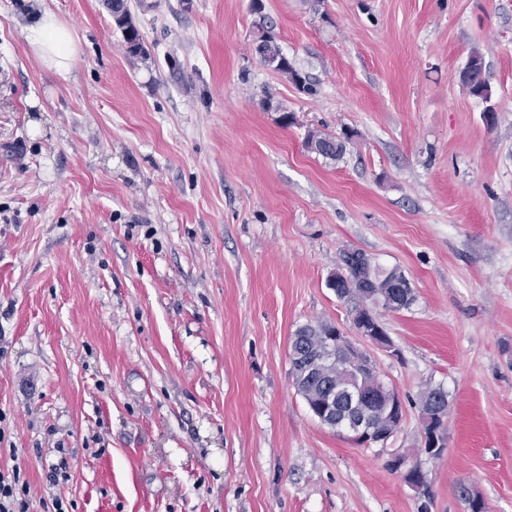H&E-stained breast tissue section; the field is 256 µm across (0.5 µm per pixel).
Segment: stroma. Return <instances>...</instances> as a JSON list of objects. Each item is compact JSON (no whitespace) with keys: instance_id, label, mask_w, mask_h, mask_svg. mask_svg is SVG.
<instances>
[{"instance_id":"1","label":"stroma","mask_w":512,"mask_h":512,"mask_svg":"<svg viewBox=\"0 0 512 512\" xmlns=\"http://www.w3.org/2000/svg\"><path fill=\"white\" fill-rule=\"evenodd\" d=\"M129 4L145 59L104 0H0V471L30 512L63 461L73 512H418L388 461L436 384L431 512H467L463 485L512 512V0ZM45 11L67 71L30 45ZM346 129L339 159L304 146ZM351 249L416 296L379 314L406 410L383 447L321 425L288 357L302 325L353 335L327 285ZM33 47L38 57L57 71L67 70L76 52L70 30L50 11L40 19ZM254 50L265 66L289 78L298 89L304 92L312 91L311 84L306 76H302L297 71L271 36L260 37V42L255 44Z\"/></svg>"}]
</instances>
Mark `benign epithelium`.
<instances>
[{"label":"benign epithelium","instance_id":"7a95c632","mask_svg":"<svg viewBox=\"0 0 512 512\" xmlns=\"http://www.w3.org/2000/svg\"><path fill=\"white\" fill-rule=\"evenodd\" d=\"M356 333L358 340L355 341L340 328H335L327 337L328 346L323 357L308 359L310 368L314 369L322 361L336 362L334 348L338 344L345 346L349 353L344 360V377L338 389L344 399V408L336 406L338 393L331 394L319 407V422L358 443L383 444L401 428L404 406L398 391L379 379L375 361L366 346L371 345L391 355L396 354L397 349L379 326L362 327ZM420 414V453L442 455L446 447L443 414L434 408L423 409ZM417 458L414 453L398 452L392 455L390 465L401 474L406 486L420 494L426 485V476Z\"/></svg>","mask_w":512,"mask_h":512}]
</instances>
